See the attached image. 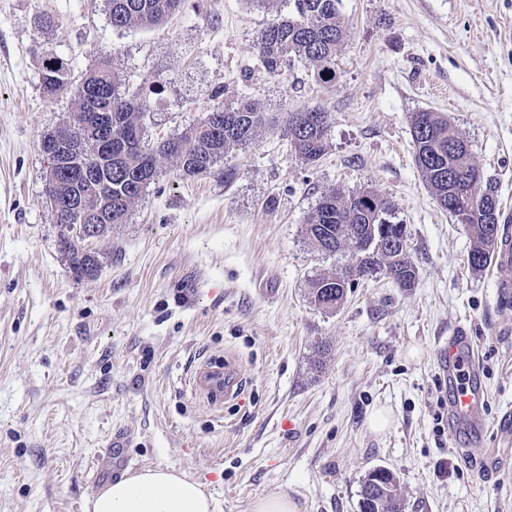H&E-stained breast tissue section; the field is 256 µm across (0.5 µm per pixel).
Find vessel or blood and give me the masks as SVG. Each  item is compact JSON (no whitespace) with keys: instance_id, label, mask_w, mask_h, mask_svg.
Listing matches in <instances>:
<instances>
[{"instance_id":"1","label":"vessel or blood","mask_w":512,"mask_h":512,"mask_svg":"<svg viewBox=\"0 0 512 512\" xmlns=\"http://www.w3.org/2000/svg\"><path fill=\"white\" fill-rule=\"evenodd\" d=\"M493 265L495 286L501 301L512 299V226L503 225ZM441 365L448 377L450 389L448 424L466 430L475 445H483L486 427L485 407L488 393L479 377L474 347L468 330L457 326L439 351ZM186 385L192 394L204 397L212 405L224 399L238 397L242 381L233 361L199 363L191 372Z\"/></svg>"}]
</instances>
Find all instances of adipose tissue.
I'll list each match as a JSON object with an SVG mask.
<instances>
[{
	"mask_svg": "<svg viewBox=\"0 0 512 512\" xmlns=\"http://www.w3.org/2000/svg\"><path fill=\"white\" fill-rule=\"evenodd\" d=\"M87 512H214L202 484L172 468L127 473L92 497Z\"/></svg>",
	"mask_w": 512,
	"mask_h": 512,
	"instance_id": "1",
	"label": "adipose tissue"
}]
</instances>
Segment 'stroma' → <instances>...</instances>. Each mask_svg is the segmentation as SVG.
<instances>
[{
	"label": "stroma",
	"mask_w": 512,
	"mask_h": 512,
	"mask_svg": "<svg viewBox=\"0 0 512 512\" xmlns=\"http://www.w3.org/2000/svg\"><path fill=\"white\" fill-rule=\"evenodd\" d=\"M290 8L186 0L161 25L116 29L105 0H0V512H85L89 469L119 431L129 469L174 468L206 486L215 512H250L277 490L300 512H360L378 467L397 476L404 512H512V306L491 271L469 268L471 232L436 204L411 135L415 113L447 114L512 213V0H340L330 85L301 58L280 75L262 66L255 36ZM45 53L75 86L111 59L146 97L152 139L248 97L275 114L322 105L330 146L307 164L283 130L262 128L224 158L228 183L164 162L127 222L89 241L100 267L79 280L44 192L40 142L72 103L44 95ZM332 189L391 200L413 287L382 275L336 310L314 305V275L353 261L304 233ZM459 324L489 393L472 460L466 434L437 428V342ZM228 357L243 391L212 410L183 380ZM380 407L392 423L376 432Z\"/></svg>",
	"instance_id": "1"
}]
</instances>
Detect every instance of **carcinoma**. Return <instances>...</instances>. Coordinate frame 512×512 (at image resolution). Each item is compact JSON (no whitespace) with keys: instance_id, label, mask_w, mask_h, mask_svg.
Returning a JSON list of instances; mask_svg holds the SVG:
<instances>
[{"instance_id":"1","label":"carcinoma","mask_w":512,"mask_h":512,"mask_svg":"<svg viewBox=\"0 0 512 512\" xmlns=\"http://www.w3.org/2000/svg\"><path fill=\"white\" fill-rule=\"evenodd\" d=\"M292 2L288 15L276 17L257 33L259 59L267 71L279 74L292 58H304L312 63L317 77L329 84L336 79V54L346 36L337 9L339 0ZM183 4L184 0H106L112 27L120 29L158 25L179 12ZM41 86L51 99L67 91V64L51 56L43 60ZM88 112L112 118V127L84 130ZM147 112V101L125 92L124 80L109 59L86 71L73 97L68 122L83 130L91 177L61 171L58 178L65 194L82 193L93 214L111 224L126 222L132 205L162 176V161H174L187 175L210 173L225 156L249 145L256 132L270 123L267 113L253 100L230 106L217 103L181 133L152 141L147 135ZM281 128L296 157L307 164L318 161L328 149L327 113L319 105L285 113ZM411 134L416 163L438 206L472 232L469 266L476 272L484 271L491 265L502 216L490 185L472 181L478 166L471 160L470 145L448 116L439 112L415 113ZM101 180L112 182V192L102 204L96 194V183ZM392 214L390 200L375 192L365 200L357 192L333 189L321 196L305 234L330 254L351 247V241L361 237H402L386 277L400 288H411L417 271L407 251L406 225L393 223ZM55 224L59 251L69 258L75 278L94 276L100 265L97 253L81 246L83 239L71 235V225L58 220ZM336 272L335 268L324 269L312 279L315 306L335 310L354 287L353 281L336 280ZM360 496V512H403L397 478L383 467L368 474Z\"/></svg>"}]
</instances>
